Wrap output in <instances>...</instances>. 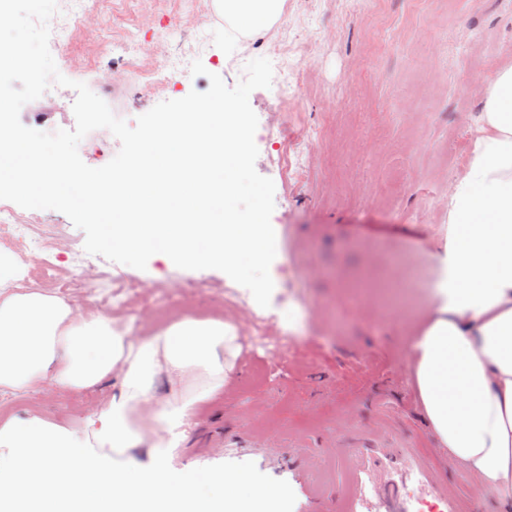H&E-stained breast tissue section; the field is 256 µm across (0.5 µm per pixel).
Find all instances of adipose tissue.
Returning <instances> with one entry per match:
<instances>
[{
  "label": "adipose tissue",
  "instance_id": "obj_1",
  "mask_svg": "<svg viewBox=\"0 0 512 512\" xmlns=\"http://www.w3.org/2000/svg\"><path fill=\"white\" fill-rule=\"evenodd\" d=\"M226 29H270L284 0H221ZM432 256L438 280L410 341L432 435L480 493L512 502V66L489 81L465 170ZM0 249V393L103 392L70 420L0 418V512H268L278 492L242 474L169 462L191 417L220 395L236 329L193 315L136 338L102 311L26 287ZM146 463H136L135 453Z\"/></svg>",
  "mask_w": 512,
  "mask_h": 512
}]
</instances>
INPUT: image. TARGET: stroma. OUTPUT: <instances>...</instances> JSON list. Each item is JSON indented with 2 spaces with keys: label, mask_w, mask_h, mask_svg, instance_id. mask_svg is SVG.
Returning <instances> with one entry per match:
<instances>
[{
  "label": "stroma",
  "mask_w": 512,
  "mask_h": 512,
  "mask_svg": "<svg viewBox=\"0 0 512 512\" xmlns=\"http://www.w3.org/2000/svg\"><path fill=\"white\" fill-rule=\"evenodd\" d=\"M85 31L52 29L67 45L55 54L65 77L86 83L127 123L156 104L210 86H227L245 64L268 58L270 88L252 91L258 117L257 172L273 177L271 146L298 145L304 173L276 191L271 223L276 257L270 275L277 300L295 304L305 331L281 321L264 328L280 342L273 354L252 346L257 313L228 307L225 273L184 270L149 261L146 270L93 256L97 267L161 288L200 280L206 291L187 313L223 315L241 346L223 395L202 407L174 469L223 468L219 434L255 435L267 455L287 453L288 507L318 491L316 512H341L344 482L336 464L353 431L399 433L438 455L414 385L409 338L427 310L437 276L429 243L448 222V196L464 172L483 108L484 85L512 64V0H285L266 33L234 39L224 31L217 0H86ZM201 60L206 75L192 76ZM172 73L157 90L142 71ZM73 89L51 86L23 106L21 122L39 130L76 125ZM101 393L71 398L46 387L25 399L0 395V412L36 407L73 417L93 411ZM459 512H505L476 492L461 468L444 470Z\"/></svg>",
  "instance_id": "1"
}]
</instances>
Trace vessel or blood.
<instances>
[{
    "mask_svg": "<svg viewBox=\"0 0 512 512\" xmlns=\"http://www.w3.org/2000/svg\"><path fill=\"white\" fill-rule=\"evenodd\" d=\"M350 444L352 455L345 465L349 478L343 512H407L398 483L386 477L388 469L401 465L416 472L448 504V512H458L451 504L452 498L439 471L427 462L418 449L405 447L400 442L388 446L376 436L364 433L352 435ZM252 445V440L243 435L225 434V465L247 463L253 453Z\"/></svg>",
    "mask_w": 512,
    "mask_h": 512,
    "instance_id": "b4317fda",
    "label": "vessel or blood"
}]
</instances>
